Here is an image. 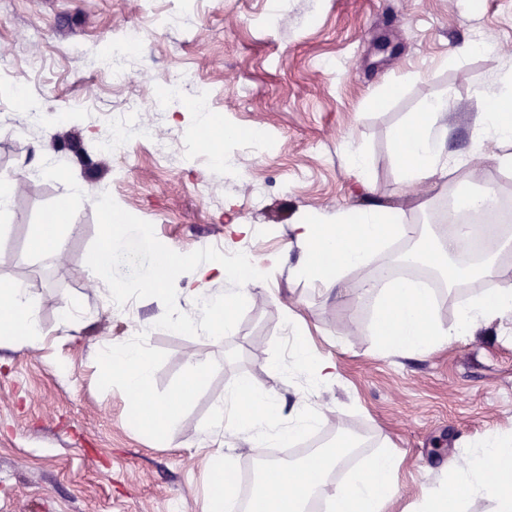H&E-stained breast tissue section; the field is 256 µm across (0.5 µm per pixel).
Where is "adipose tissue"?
<instances>
[{"instance_id": "1", "label": "adipose tissue", "mask_w": 512, "mask_h": 512, "mask_svg": "<svg viewBox=\"0 0 512 512\" xmlns=\"http://www.w3.org/2000/svg\"><path fill=\"white\" fill-rule=\"evenodd\" d=\"M475 102L479 110L477 139L511 141L512 73L499 79L495 91L476 90ZM448 110L447 99H434L420 117L400 127L393 135L407 198L420 200L432 190L431 180L443 159L440 134ZM293 232L306 257L301 276L320 283L329 291L343 285L348 270L370 267L376 252L400 237L403 228L398 214L374 208L356 214L307 215L294 224ZM497 248L494 240L484 248H475L470 230L464 225L451 234L421 238L413 253L415 261L434 264L449 285L495 277L501 278L504 285L492 294L469 299L460 307L456 321L444 328L434 319L431 293L422 288L419 281L399 279L385 287L378 280L367 279L365 288L380 293L373 321L376 335L388 347L425 352L469 335L480 321L512 312V272L498 265ZM474 251L480 256L478 262L463 266L451 264V257ZM186 265L191 266L192 273L184 291L200 301L213 339L223 340L235 328V309L245 289L259 285V264L252 260L232 270L217 257L199 262L172 253L166 256L163 268L167 278L173 279L179 277ZM224 277L237 280L239 290L221 296L207 294V286ZM2 340L20 348H36L44 342L30 294L18 283H0ZM293 363L314 387L329 385L336 379V363L332 357L317 355L307 345L295 348ZM152 366L149 353L135 342L113 346L99 358L101 375L122 384L127 406L142 416L154 432L163 434L177 422L179 407L189 397L191 389L183 387L163 401L154 399L149 394ZM278 414L279 407L268 394L251 380L243 379L229 394L224 409L216 410L211 427L213 431H220L225 418H234L238 426L253 430L254 443L259 446L269 438L262 433V426L272 423ZM351 449L352 440L345 437L336 447L292 465L276 460L263 461L253 493L257 503L255 512H307L310 502L317 497L328 499L332 512H386L395 495L394 477L400 464L393 453L382 451L364 458L344 483L329 487L327 474L340 465ZM447 471V483L424 491L422 512H460L461 505L478 492L494 500L496 512H512V441L496 436L480 439L468 453L450 456ZM209 481L206 512H224L226 505L236 497L231 455L218 456L211 464Z\"/></svg>"}]
</instances>
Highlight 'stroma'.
I'll use <instances>...</instances> for the list:
<instances>
[{
  "label": "stroma",
  "mask_w": 512,
  "mask_h": 512,
  "mask_svg": "<svg viewBox=\"0 0 512 512\" xmlns=\"http://www.w3.org/2000/svg\"><path fill=\"white\" fill-rule=\"evenodd\" d=\"M172 12L187 17L186 27L154 37ZM272 12L278 20L269 27ZM132 27L146 38L129 79L116 84L98 70L97 55ZM486 32L512 46V0H0V173L26 182L0 211V279L28 288L46 336L33 350L0 344V512H202L214 448L232 454L241 473L273 455L251 447L247 431H209L215 404L242 378L279 404L274 428L287 427L303 405L322 410L317 432L297 437L296 447L361 439L329 481L382 450L402 456L387 512H418L424 489L446 480L449 456L481 436L512 438L511 314L447 346L397 351L373 330L376 295L356 285L421 235L446 233L440 212L459 193L491 186L512 194V170L489 162L436 176L426 201L411 200L400 192L394 156L395 129L441 96L452 104L445 159L478 147L512 153V144H478L472 95L512 72V55L453 53ZM175 75L212 90L209 127H199L189 98H162V81ZM28 99L41 104L43 121L23 135ZM133 102L138 119L169 143L166 159L134 139L124 157L99 153ZM228 126L239 132L224 144L239 154L234 173L204 147ZM351 145L365 153L366 175L351 167ZM264 180L274 186L254 201L249 186ZM74 181L85 197H71ZM108 206L123 215L125 257L93 286L87 258L102 243ZM61 207L73 229L58 265L38 251L32 229ZM375 207L398 211L407 234L373 267L350 271L343 296L298 276L303 254L292 224ZM233 224L256 233L229 234ZM244 245L263 286L237 306L234 333L215 342L203 320L193 332L171 329L195 303L174 282L152 292L162 257ZM116 286L130 296L129 312L111 310ZM497 286L481 279L438 289L434 315L451 324L463 302ZM288 296L297 303L292 320L279 308ZM131 340L152 357L157 399L187 384L188 353L214 362L161 436L99 373V351ZM304 341L334 357L333 384L312 388L294 369Z\"/></svg>",
  "instance_id": "stroma-1"
}]
</instances>
